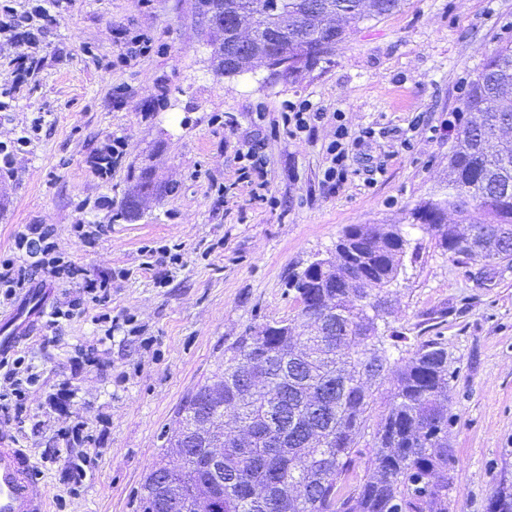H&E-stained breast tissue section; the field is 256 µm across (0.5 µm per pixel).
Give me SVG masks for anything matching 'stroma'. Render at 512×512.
I'll use <instances>...</instances> for the list:
<instances>
[{"label":"stroma","instance_id":"stroma-1","mask_svg":"<svg viewBox=\"0 0 512 512\" xmlns=\"http://www.w3.org/2000/svg\"><path fill=\"white\" fill-rule=\"evenodd\" d=\"M194 3L0 0V255L27 225L53 228L81 271L50 279L54 308L80 297V280L112 278L106 299L19 346L39 382L22 409L0 412L51 512H137L161 429L225 345L295 318L291 278L346 227L407 223L448 174L447 123L485 55L512 43V0H404L295 81L227 77ZM134 36L151 51L121 61ZM301 98L325 117L294 135L281 114ZM335 112L350 136L376 133L337 186L324 181ZM117 137L121 158L101 172L94 160ZM251 149L264 167L244 182ZM148 167L153 196L135 220L117 218ZM78 224L97 232L82 237ZM391 291L407 346L441 340L457 370L448 512H486L494 485L512 483V267L458 264L415 229ZM76 425L89 444L63 440ZM84 453L76 484L62 458Z\"/></svg>","mask_w":512,"mask_h":512}]
</instances>
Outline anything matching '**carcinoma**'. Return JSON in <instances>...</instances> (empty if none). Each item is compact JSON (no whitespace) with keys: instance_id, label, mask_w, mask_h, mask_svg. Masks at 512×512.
Masks as SVG:
<instances>
[{"instance_id":"carcinoma-1","label":"carcinoma","mask_w":512,"mask_h":512,"mask_svg":"<svg viewBox=\"0 0 512 512\" xmlns=\"http://www.w3.org/2000/svg\"><path fill=\"white\" fill-rule=\"evenodd\" d=\"M269 0H231L257 15L268 54L287 53L308 70L324 45L341 43L398 10L404 0H279L296 17L308 10L303 39L280 41ZM342 18L331 32L324 16ZM462 125L448 154L444 183L410 211L419 227L461 264L481 260L512 265V45L485 56L470 83ZM409 240L395 224H351L336 243V286L304 269L291 282L323 280L313 289V312L268 322L225 346L207 381L189 393L175 428L164 433L160 458L140 492V512H448L453 488L448 444L453 419L448 389L455 378L447 345L436 339L408 351L406 337L374 313L364 292H391L403 271ZM369 283L345 280L347 266ZM384 363L372 379L365 367ZM252 366L260 382L238 380ZM391 380L385 410L373 432L367 478L353 480L354 449L373 410V388ZM235 405L252 442L240 447L224 435V406ZM185 448L187 460L164 481L168 450ZM224 449V471L208 463V449ZM489 512H512V485L501 482Z\"/></svg>"}]
</instances>
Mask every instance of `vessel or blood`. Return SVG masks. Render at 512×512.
I'll return each mask as SVG.
<instances>
[{
    "mask_svg": "<svg viewBox=\"0 0 512 512\" xmlns=\"http://www.w3.org/2000/svg\"><path fill=\"white\" fill-rule=\"evenodd\" d=\"M45 283L28 288L14 310L0 318V357L9 355L39 331L48 313ZM27 449L0 434V512H49L48 491L35 474Z\"/></svg>",
    "mask_w": 512,
    "mask_h": 512,
    "instance_id": "vessel-or-blood-1",
    "label": "vessel or blood"
}]
</instances>
